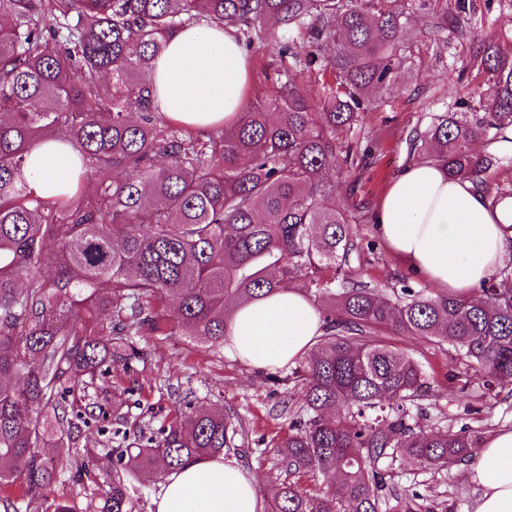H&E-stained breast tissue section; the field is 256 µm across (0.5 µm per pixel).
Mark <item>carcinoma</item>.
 Returning <instances> with one entry per match:
<instances>
[{
  "label": "carcinoma",
  "instance_id": "1",
  "mask_svg": "<svg viewBox=\"0 0 512 512\" xmlns=\"http://www.w3.org/2000/svg\"><path fill=\"white\" fill-rule=\"evenodd\" d=\"M464 10L445 9L437 33H463ZM411 20L410 0H0V489L21 490L0 499L4 512H77L49 499L51 461L98 405L71 418L59 391L140 357L136 336L178 330L220 348L233 305L286 288L313 300L324 332L292 371L299 409L277 453L288 475L317 473L327 490L284 481L270 512H413L379 462L443 470L481 447L467 424L416 430L410 408L427 375L384 337L452 346L466 387L472 370L487 390L512 385V267L477 300L358 280V215L336 202L372 151L342 136L401 90ZM199 22L247 47L275 43L288 62L274 97L209 133L172 124L149 83L162 37ZM296 31L306 43L288 39ZM315 66L333 80L311 100L296 81ZM463 70L484 85L478 101L434 115L408 152L495 205L512 196L495 183L506 163L496 145L512 142V47L485 40ZM42 141L69 144L81 164L53 200L24 177ZM233 440L229 417L186 401L160 437L128 443L93 512H133L130 475L176 471Z\"/></svg>",
  "mask_w": 512,
  "mask_h": 512
}]
</instances>
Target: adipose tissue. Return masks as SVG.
I'll return each mask as SVG.
<instances>
[{"label":"adipose tissue","instance_id":"ef3b65f1","mask_svg":"<svg viewBox=\"0 0 512 512\" xmlns=\"http://www.w3.org/2000/svg\"><path fill=\"white\" fill-rule=\"evenodd\" d=\"M251 75L234 32L200 23L166 38L150 81L159 112L206 131L236 120ZM77 158L68 144H37L25 171L31 191L57 198ZM511 217L512 197L490 206L470 183L417 159L394 176L375 222L387 248L436 292L469 297L512 247L505 232ZM322 333L317 305L289 288L235 306L224 349L264 369L297 361ZM470 480L481 488L474 512H512V429L485 437ZM153 505L155 512H264L254 475L221 455L166 475Z\"/></svg>","mask_w":512,"mask_h":512}]
</instances>
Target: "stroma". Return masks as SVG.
Listing matches in <instances>:
<instances>
[{"mask_svg":"<svg viewBox=\"0 0 512 512\" xmlns=\"http://www.w3.org/2000/svg\"><path fill=\"white\" fill-rule=\"evenodd\" d=\"M415 3L414 20L402 33L411 46L400 75L402 89L384 97L366 115L362 131L378 143L379 149L357 169L354 191L339 194L337 201L342 206L373 212L393 176L409 161L407 141L413 131L425 128L431 114L446 111L456 96L477 98L476 78L465 83L457 79L473 47L488 37L505 46L512 44V7L503 0H475V12L462 22L467 36L440 39L431 33L437 0ZM249 55L253 62L252 98L272 95L280 65L277 46L257 43ZM356 233L366 247L360 266L354 269L359 279L392 284L404 276L412 288L426 289L423 279L408 274L386 250L373 223L357 225ZM390 341L417 359L429 376L430 387L419 401L425 412L419 421L421 429L465 423L487 435L512 428V386L488 391L476 378L467 390H459L453 378L451 347L437 346L421 336L394 335ZM290 373L287 365L251 368L222 349L194 346L179 335L143 342L140 360L131 361L128 368L112 366L93 384H79L64 393L66 404L71 405L81 399L100 402L111 398L112 386L118 380L134 389L123 419L114 420L109 414L98 417L83 431L77 447L62 448V455L71 458L73 464L61 472L52 487L53 496L70 500L78 512H83L92 499L104 494L106 475L115 456L125 448L124 435L158 434L181 412L182 399L187 396L195 405L223 411L239 421L242 433L226 455L253 473L264 500L272 501L275 488L288 478L276 444L287 437L299 402ZM87 448L95 452V466L91 475L81 477L75 465L82 461ZM382 466L389 473L390 485L404 494L417 493L427 512H473L478 490L469 480L468 465L439 472L397 461L386 460Z\"/></svg>","mask_w":512,"mask_h":512,"instance_id":"stroma-1","label":"stroma"}]
</instances>
